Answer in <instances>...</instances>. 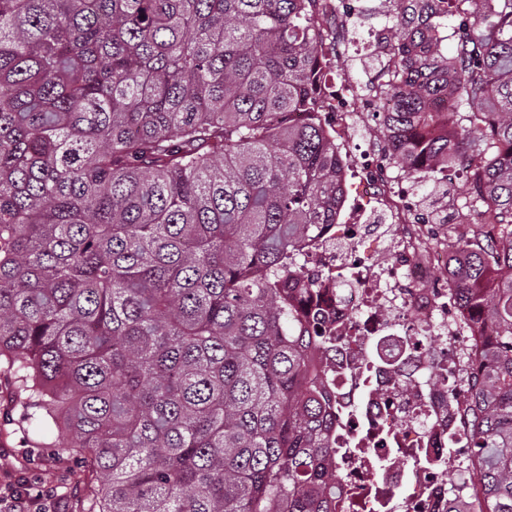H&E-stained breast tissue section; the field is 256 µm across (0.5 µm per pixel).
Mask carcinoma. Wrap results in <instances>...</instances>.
Masks as SVG:
<instances>
[{
    "label": "carcinoma",
    "mask_w": 512,
    "mask_h": 512,
    "mask_svg": "<svg viewBox=\"0 0 512 512\" xmlns=\"http://www.w3.org/2000/svg\"><path fill=\"white\" fill-rule=\"evenodd\" d=\"M313 2L0 0V375L42 446L70 437L100 475L97 512L336 496L324 337L293 294L347 196ZM381 2L391 159L482 188L448 277L495 329L467 447L481 512H512V0Z\"/></svg>",
    "instance_id": "cac0c4a2"
}]
</instances>
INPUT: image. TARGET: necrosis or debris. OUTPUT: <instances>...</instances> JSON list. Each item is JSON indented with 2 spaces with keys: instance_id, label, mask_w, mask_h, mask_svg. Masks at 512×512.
I'll return each mask as SVG.
<instances>
[{
  "instance_id": "1",
  "label": "necrosis or debris",
  "mask_w": 512,
  "mask_h": 512,
  "mask_svg": "<svg viewBox=\"0 0 512 512\" xmlns=\"http://www.w3.org/2000/svg\"><path fill=\"white\" fill-rule=\"evenodd\" d=\"M315 9L327 32L319 49L335 57L346 47L344 27L363 7L317 0ZM386 82V74L374 75L360 112L353 95L324 85L322 119L337 144L353 139L368 112L392 111V99L376 92ZM388 157L373 134L355 159L357 176L384 194L398 226L388 248L370 241L361 215L350 212L301 252L305 269L321 278L308 310L320 315L327 336L314 362L335 400L331 512H448L450 502L477 501L479 461L463 446L469 424L462 408L492 329L471 326L468 311L448 298L451 282H431L432 268L448 260V230L420 212ZM347 278L353 287L337 289Z\"/></svg>"
}]
</instances>
